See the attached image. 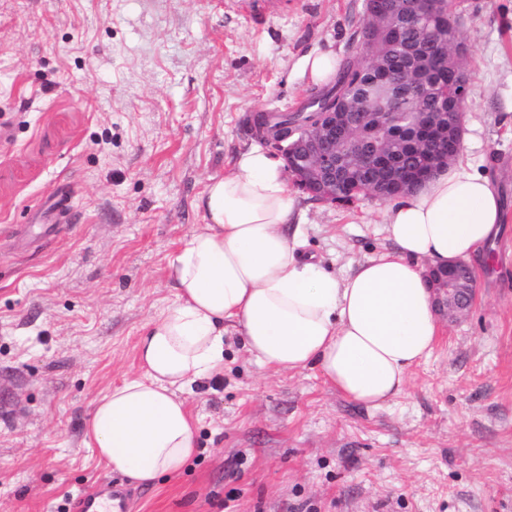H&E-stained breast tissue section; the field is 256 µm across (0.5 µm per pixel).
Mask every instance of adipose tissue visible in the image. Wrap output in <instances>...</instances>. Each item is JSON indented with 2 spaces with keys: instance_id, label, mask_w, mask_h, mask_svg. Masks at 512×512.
Wrapping results in <instances>:
<instances>
[{
  "instance_id": "ef3b65f1",
  "label": "adipose tissue",
  "mask_w": 512,
  "mask_h": 512,
  "mask_svg": "<svg viewBox=\"0 0 512 512\" xmlns=\"http://www.w3.org/2000/svg\"><path fill=\"white\" fill-rule=\"evenodd\" d=\"M200 205L205 223L169 262L176 300L139 338L141 375L96 399L87 423L86 446L139 482L179 475L194 455L183 394L223 371L231 333L264 367L315 368L355 403L390 402L440 334L426 265L479 258L503 222L491 178L456 162L386 208L393 250L339 276L289 232L299 210L274 153L241 152Z\"/></svg>"
}]
</instances>
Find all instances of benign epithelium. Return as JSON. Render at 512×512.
<instances>
[{"mask_svg": "<svg viewBox=\"0 0 512 512\" xmlns=\"http://www.w3.org/2000/svg\"><path fill=\"white\" fill-rule=\"evenodd\" d=\"M446 7L448 0H364L363 10L372 21L369 40L402 45L406 57L394 65L382 56L374 61L367 85L380 91V100L390 104L403 100L427 98L433 72L429 56L442 57L448 63V50L420 37L403 41L407 21L420 18L428 3ZM464 113L450 123L441 122L438 112H424L421 119L405 133L414 150L424 154L417 167H404L397 156L386 152L380 133L397 132L393 112H371L355 100L339 111L319 112L315 125L291 131L275 141L274 152L284 163V172L298 189L311 199L325 203H353L356 196L341 197L336 187L351 178L352 166L340 167L344 155L362 164L363 183L357 192L379 201H389L416 187L435 169L448 163L461 147ZM425 280L432 294L434 310L440 319L456 322L475 304L478 291L471 265L453 261L428 266Z\"/></svg>", "mask_w": 512, "mask_h": 512, "instance_id": "benign-epithelium-1", "label": "benign epithelium"}]
</instances>
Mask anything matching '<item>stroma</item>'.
Instances as JSON below:
<instances>
[{"label":"stroma","instance_id":"obj_1","mask_svg":"<svg viewBox=\"0 0 512 512\" xmlns=\"http://www.w3.org/2000/svg\"><path fill=\"white\" fill-rule=\"evenodd\" d=\"M455 3L461 157L508 202L476 305L378 408L225 336L223 372L184 395L196 455L128 482L132 512H512V0ZM363 19V0H0V512H79L120 480L85 423L140 374L202 193L258 144L250 114L314 91L302 58L359 53ZM298 200L327 269L389 247L384 203Z\"/></svg>","mask_w":512,"mask_h":512}]
</instances>
